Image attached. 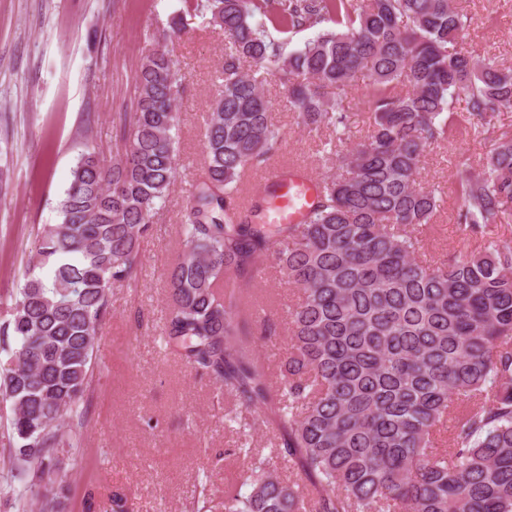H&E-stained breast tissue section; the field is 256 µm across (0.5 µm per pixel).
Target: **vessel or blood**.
<instances>
[{
    "label": "vessel or blood",
    "mask_w": 512,
    "mask_h": 512,
    "mask_svg": "<svg viewBox=\"0 0 512 512\" xmlns=\"http://www.w3.org/2000/svg\"><path fill=\"white\" fill-rule=\"evenodd\" d=\"M266 184L276 186L277 193L270 208V221L274 224L302 223L316 194V186L306 173L288 175L280 169L269 174Z\"/></svg>",
    "instance_id": "b4317fda"
}]
</instances>
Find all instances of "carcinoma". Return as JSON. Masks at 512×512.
Segmentation results:
<instances>
[{
    "label": "carcinoma",
    "instance_id": "cac0c4a2",
    "mask_svg": "<svg viewBox=\"0 0 512 512\" xmlns=\"http://www.w3.org/2000/svg\"><path fill=\"white\" fill-rule=\"evenodd\" d=\"M189 16L221 28L226 43L183 250L168 273L164 343L245 407L274 406L287 434L254 458L224 512H512V247L487 240L431 264L416 235L445 203L417 181L425 152L455 123L511 111L512 68L457 47L469 19L453 0H182L164 39ZM359 73L371 122L346 149L342 101ZM270 79L303 126L334 134L322 154L336 166L308 219L272 237L232 201L245 171L280 149ZM180 87L164 47L143 58L125 153L105 166L86 146L57 203L61 221L43 228L11 296L0 325V395L13 410L0 453L11 480L0 495L16 504L63 497L45 477L76 435L57 419L84 401L112 289L137 279L140 241L176 181ZM459 185L464 229L497 223L512 205V135ZM267 263L302 292L288 307L291 350L277 384L255 351L275 330L264 323L252 336L234 312L236 280ZM272 459L298 461L310 506Z\"/></svg>",
    "mask_w": 512,
    "mask_h": 512
}]
</instances>
